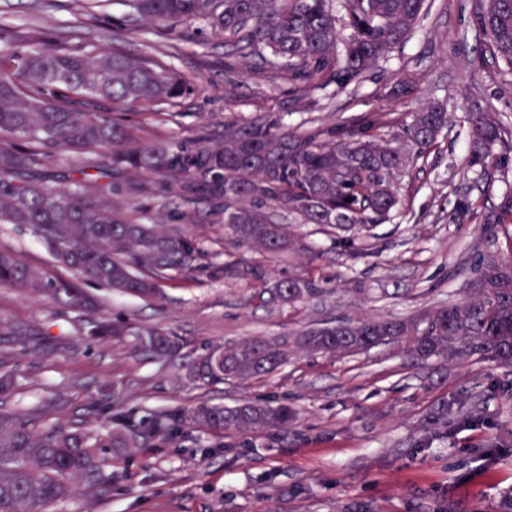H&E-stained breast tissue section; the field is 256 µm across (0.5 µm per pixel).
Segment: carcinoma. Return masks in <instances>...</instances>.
Wrapping results in <instances>:
<instances>
[{"instance_id":"1","label":"carcinoma","mask_w":512,"mask_h":512,"mask_svg":"<svg viewBox=\"0 0 512 512\" xmlns=\"http://www.w3.org/2000/svg\"><path fill=\"white\" fill-rule=\"evenodd\" d=\"M427 0H125L129 18L113 26V40L143 35L139 23L158 36L177 24L203 21L224 36L227 84L248 72L258 78L288 73V94L300 102L331 85L341 92L400 45ZM474 24L484 39L479 62L492 60L512 71V0H474ZM351 30L338 41V22ZM157 46L130 55L99 45L69 47L43 29L0 27V224L32 228L62 265L113 290L160 295L169 272L193 267L196 244L155 224H137L102 198L98 178L128 174L109 188L113 196H149L156 187L137 175H182L188 203L203 193L235 241L277 256L304 249L274 222L272 210L298 224H318L336 239L383 224L401 205L399 181L424 158L448 128V102L440 100L405 118L365 116L346 125L317 126L302 134L254 121L226 125L221 137L188 143L147 141L125 112H86L71 97L89 96L112 106L163 104L183 97L186 81L157 57ZM467 165L478 175L488 167L509 171L512 122L498 112L466 114ZM77 152L85 163L72 170L74 190L46 184L53 151ZM96 170L93 178L88 170ZM500 201L477 206L461 195L450 215L456 224L483 225L488 238L504 234L508 253L475 252L467 294L451 304L429 306L397 319H340L294 336H261L209 350L198 359V380L249 379L276 371L294 344L310 354H359L397 345L420 362L441 366L472 359L512 370V184ZM0 287L39 293L72 309L85 305L82 289L52 281L0 249ZM323 292L303 279L273 282L268 301L294 305ZM130 327L100 318L88 335L125 336ZM143 350L171 356L179 341L148 330ZM59 403L47 399L34 411L0 409V512H47L70 498L80 478L105 484L99 449L127 448L125 429L107 438L69 431L52 421ZM299 418L284 404L244 403L232 409L203 402L185 420L216 432L286 430Z\"/></svg>"}]
</instances>
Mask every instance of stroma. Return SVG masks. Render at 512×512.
<instances>
[{
    "label": "stroma",
    "instance_id": "35a3bbf8",
    "mask_svg": "<svg viewBox=\"0 0 512 512\" xmlns=\"http://www.w3.org/2000/svg\"><path fill=\"white\" fill-rule=\"evenodd\" d=\"M69 0H0V24L50 30L66 45H111L112 23L124 16L109 0L97 17L74 15ZM473 0H436L408 39L374 75L338 96L314 91L296 104L288 76L236 86L224 79V39L202 23L158 39L163 61L190 91L160 108L142 106L144 139L190 141L223 133L225 125L258 119L304 132L343 124L365 113L399 115L427 102H448L444 137L401 185L400 214L373 227L370 248H352L316 224L291 230L306 245L283 259L238 245L210 213L206 197L185 202L175 179L154 195L123 199L127 216L195 240V266L172 273L157 298L121 293L55 262L30 228L0 224V247L47 277L77 284L101 314L129 322L130 336L91 340L89 316L46 297L0 287V361L18 388L0 407L31 410L58 396L57 422L106 433L125 421L130 448L102 452L112 482L82 483L53 512H502L512 498V372L471 361L438 369L412 363L390 346L342 358L289 347L274 374L203 382L191 369L208 350L254 336H286L363 314L405 317L460 299L475 250L488 243L480 224H452L467 173L466 112L481 107L512 115V73L479 64L481 35ZM410 80L409 93L387 96L384 84ZM302 277L323 294L291 307L262 303L265 281ZM179 337L171 361L150 358L140 332ZM244 400L294 406L287 432H212L183 423L206 401L227 407ZM178 419L174 431L154 432L152 415Z\"/></svg>",
    "mask_w": 512,
    "mask_h": 512
}]
</instances>
